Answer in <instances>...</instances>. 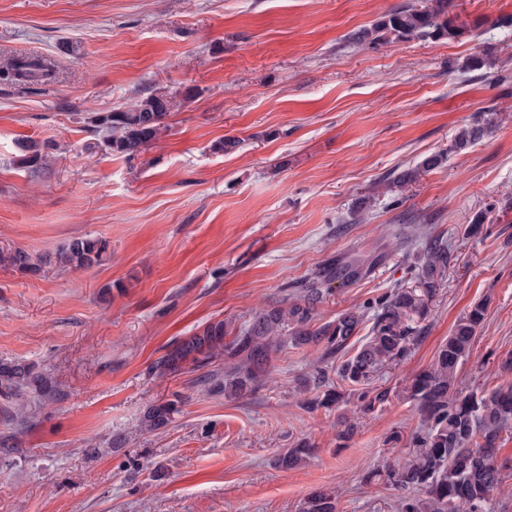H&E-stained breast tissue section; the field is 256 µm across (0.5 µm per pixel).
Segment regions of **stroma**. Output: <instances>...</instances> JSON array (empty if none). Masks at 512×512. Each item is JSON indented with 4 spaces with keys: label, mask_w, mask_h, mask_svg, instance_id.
I'll return each instance as SVG.
<instances>
[{
    "label": "stroma",
    "mask_w": 512,
    "mask_h": 512,
    "mask_svg": "<svg viewBox=\"0 0 512 512\" xmlns=\"http://www.w3.org/2000/svg\"><path fill=\"white\" fill-rule=\"evenodd\" d=\"M409 0H0V66L45 59L48 76L0 82V251L38 257L76 237L108 243L104 262L32 274L0 262V359L37 365L63 391L0 398V512H303L336 493V512H399L401 490L369 473L409 461L420 424L408 393L457 320L480 301L482 327L456 384L492 389L512 359V0H453L455 40L351 36ZM482 54L483 69L465 58ZM162 90L167 130L134 159L99 144L94 113ZM479 123L483 139L453 150ZM241 141L224 155L213 146ZM42 145L22 165L24 143ZM442 152L416 181L384 177ZM369 205L355 216L361 199ZM481 233L465 235L475 216ZM448 275L427 331L376 381L390 399L359 412L352 395L305 411L309 348L278 352L258 391L214 393L184 363H153L206 323L236 336L281 288L328 260L383 250L386 262L319 306L330 320L412 282L428 236ZM180 396L164 429L147 408ZM26 405L29 421L6 422ZM358 429L337 437L343 419ZM400 432L398 443L388 440ZM125 437L109 447L112 436ZM314 453L284 470L300 440Z\"/></svg>",
    "instance_id": "obj_1"
}]
</instances>
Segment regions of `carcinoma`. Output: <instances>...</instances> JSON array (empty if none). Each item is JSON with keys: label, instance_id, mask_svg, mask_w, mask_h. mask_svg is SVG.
I'll return each mask as SVG.
<instances>
[{"label": "carcinoma", "instance_id": "1", "mask_svg": "<svg viewBox=\"0 0 512 512\" xmlns=\"http://www.w3.org/2000/svg\"><path fill=\"white\" fill-rule=\"evenodd\" d=\"M451 0H431L430 4L403 5L368 28L353 35L359 44L379 45L390 39L454 40L486 23L478 17L461 22L449 14ZM44 61L20 56L0 68V81H30L48 75ZM171 100L164 92L153 91L128 110H111L95 116L104 133V147L115 155L133 159L154 143L166 130ZM487 128L473 124L462 129L454 143L463 150L482 139ZM447 159L442 153L425 157L418 167L403 171L398 183L416 180L421 174L440 167ZM108 249L107 241L97 237H78L66 244L54 261L74 269L100 264ZM386 258L374 253L320 268L312 277L289 286L278 301L257 309L236 336L224 342V321L207 324L202 331L180 341L154 363L160 374L173 372L190 360L210 362L222 354L230 361L224 374L205 378L210 387L232 395L256 392L263 386L272 355L286 345L310 347L320 353L322 366L301 379L304 391L315 396L302 400L301 406L313 412L336 405L341 395L328 382L329 364L342 359L337 376L350 387L360 410L370 413L389 400V391L373 386L376 375L385 367L403 359L410 345L424 333L431 309L430 302L443 285L448 271V244L430 238L426 253L415 274L414 285H399L373 302L337 314L325 322L318 318L317 306L333 292L332 284L350 285L368 276ZM3 260L31 273L39 270L30 256L21 250L3 256ZM486 305L476 303L456 322L448 339L438 348L427 371L416 375L409 386L420 427L412 442L418 448L415 457L403 465H388L386 480L396 488L411 492L402 498L401 512H491V492L501 482L498 464V440L504 425L512 419V382L494 390L465 392L455 387L457 370L470 352L478 329L485 320ZM367 330L361 345L348 355L351 339ZM33 387L45 399L61 396L58 386L34 364L0 363V397L9 400ZM180 398L149 407L144 426L149 431L167 427L179 412ZM314 451L301 441L281 452L276 464L282 469L298 466ZM304 512H336V494L320 490L306 501Z\"/></svg>", "mask_w": 512, "mask_h": 512}]
</instances>
